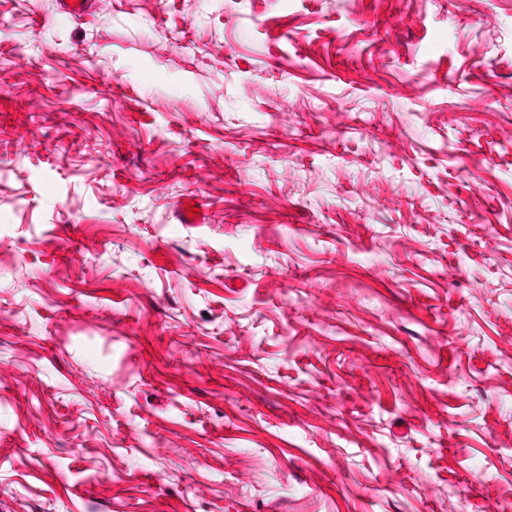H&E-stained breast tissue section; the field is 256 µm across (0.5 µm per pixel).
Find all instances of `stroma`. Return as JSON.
Returning a JSON list of instances; mask_svg holds the SVG:
<instances>
[{"instance_id":"1","label":"stroma","mask_w":512,"mask_h":512,"mask_svg":"<svg viewBox=\"0 0 512 512\" xmlns=\"http://www.w3.org/2000/svg\"><path fill=\"white\" fill-rule=\"evenodd\" d=\"M501 507L512 0H0V512Z\"/></svg>"}]
</instances>
